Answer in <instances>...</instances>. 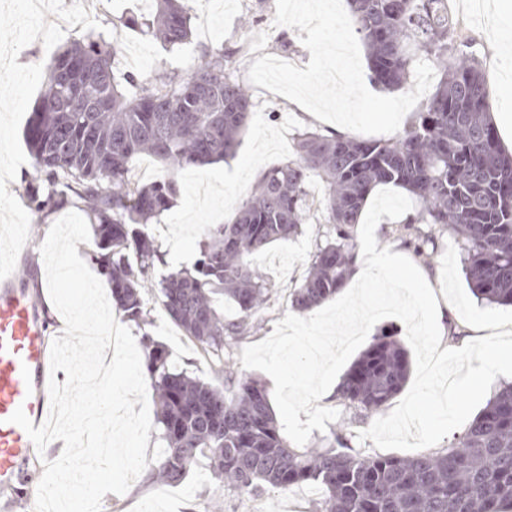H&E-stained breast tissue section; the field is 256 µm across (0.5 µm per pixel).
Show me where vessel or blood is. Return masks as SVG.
<instances>
[{
    "label": "vessel or blood",
    "mask_w": 512,
    "mask_h": 512,
    "mask_svg": "<svg viewBox=\"0 0 512 512\" xmlns=\"http://www.w3.org/2000/svg\"><path fill=\"white\" fill-rule=\"evenodd\" d=\"M51 348L40 303L14 271L0 265V488H11L21 465L36 448L20 426L10 423L24 409L34 425L50 410L48 380Z\"/></svg>",
    "instance_id": "obj_1"
}]
</instances>
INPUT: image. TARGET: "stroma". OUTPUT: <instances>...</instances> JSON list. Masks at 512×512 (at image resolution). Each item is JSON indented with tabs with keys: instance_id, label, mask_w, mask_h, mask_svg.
<instances>
[{
	"instance_id": "1",
	"label": "stroma",
	"mask_w": 512,
	"mask_h": 512,
	"mask_svg": "<svg viewBox=\"0 0 512 512\" xmlns=\"http://www.w3.org/2000/svg\"><path fill=\"white\" fill-rule=\"evenodd\" d=\"M467 2L448 0V7L475 41L492 112H502L511 104L505 92L512 85V56L505 54L504 38L512 30V8L506 0H479L473 8ZM187 5L193 17L192 39L169 49L122 25V18L143 14L141 0H42V21L36 26L30 25L18 0H0V54L9 58L8 64L0 68V259L24 255V263L16 270L30 277L40 304H50L51 298L39 244L64 212L57 209L38 213L27 203L28 189L40 183L43 175L28 151L25 132L43 91L48 67L60 47L88 29H111L118 47L117 68L132 71L142 81L162 68L190 72L199 61L203 45L235 51V77L243 84L248 81L252 63L262 56L271 55L301 69L310 60L299 29L275 25V0H187ZM250 92L254 114L234 158L175 171L147 156L136 160L135 181L148 184L171 176L179 186L171 208L144 226L163 254L156 275L193 269L201 256L206 229L227 223L260 175L291 157L295 134L307 129L323 133L333 129L332 124L318 120L283 96L258 86L251 87ZM326 230L323 224L305 225L297 238L271 244L258 256L257 262L271 278L274 289L257 315L260 330L225 349L224 358L233 367H240L245 347L267 338L290 312L291 293L302 284L315 243ZM150 309V325L144 330L132 328V335L139 338L151 334L166 344L177 367L208 377V359L159 304H151ZM319 404L340 412L326 431L346 428L351 448L376 454L372 440L358 438L359 431L368 428V421H355L351 409L341 405L335 393L324 395ZM58 456V451L48 450L43 456L30 458L25 465L30 481L17 490L0 491V512H34L43 463ZM216 499L223 500L224 512H311L314 505L300 488L240 496L212 481L207 471L198 467L178 485L134 481L125 494H106L101 512H207Z\"/></svg>"
}]
</instances>
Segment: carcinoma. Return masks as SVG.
I'll use <instances>...</instances> for the list:
<instances>
[{
  "label": "carcinoma",
  "instance_id": "1",
  "mask_svg": "<svg viewBox=\"0 0 512 512\" xmlns=\"http://www.w3.org/2000/svg\"><path fill=\"white\" fill-rule=\"evenodd\" d=\"M146 16L125 26L146 28L167 47L192 36L182 0H152ZM353 29L367 50L373 81L404 87L423 59L441 72L434 93L401 135L370 140L305 130L294 156L259 178L226 224L211 226L194 271L170 272L155 282L159 246L138 225L168 210L174 179L148 185L132 178L137 157L152 155L172 170L233 155L252 117L248 89L232 77L234 54L201 50L188 74L163 70L152 82L114 66L112 33L90 30L53 58L26 136L45 185L28 201L38 212L77 199L97 224L91 260L108 271L112 303L138 326L148 321L145 295L211 360V378L180 371L166 346L143 336L157 413L159 458L147 483L178 484L205 467L228 490L252 496L265 489L314 485V512H509L512 509V384L500 387L456 440L415 456L365 455L347 446L339 429L321 448L293 445L274 418L266 388L224 362V347L251 336L253 314L272 285L255 263L265 246L290 240L319 212L333 233L315 244L308 275L291 306L309 311L336 295L357 257L355 226L374 190L393 184L408 191L416 213L403 230L415 254L435 226L457 237L473 294L512 305V153L490 115L489 89L475 44L448 11V0H348ZM325 186L315 202L312 178ZM234 303L232 321L216 296ZM409 354L386 331L345 373L336 391L342 404L366 418L383 412L405 387Z\"/></svg>",
  "mask_w": 512,
  "mask_h": 512
}]
</instances>
